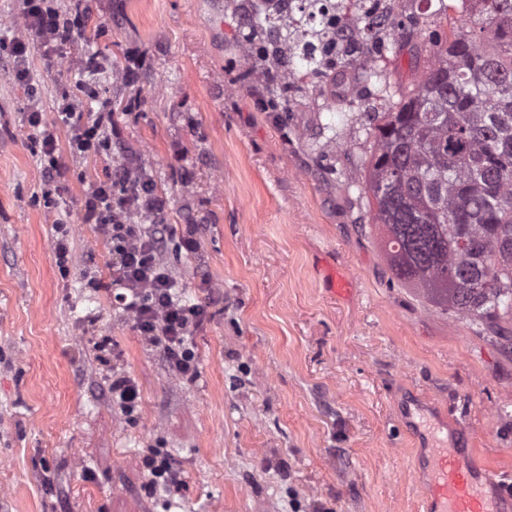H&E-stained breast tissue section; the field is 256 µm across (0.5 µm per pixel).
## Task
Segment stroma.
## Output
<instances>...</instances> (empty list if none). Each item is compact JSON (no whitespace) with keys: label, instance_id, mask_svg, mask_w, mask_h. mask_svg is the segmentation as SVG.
<instances>
[{"label":"stroma","instance_id":"stroma-1","mask_svg":"<svg viewBox=\"0 0 512 512\" xmlns=\"http://www.w3.org/2000/svg\"><path fill=\"white\" fill-rule=\"evenodd\" d=\"M415 2L429 26L382 62L396 91L430 66L432 35L468 24ZM56 7L86 39L30 41L19 63L23 2L0 0V512H426L423 460L448 438L413 426V398L470 435L512 512V319L479 334L392 279L355 182L372 144L359 113L303 89L268 111L270 92L240 78L245 0ZM79 83V111L111 112L116 133L85 156L59 138L64 275L23 114L54 120ZM130 156L167 195L163 263L182 302L220 300L191 340L193 381L113 308L112 246L85 219L92 185ZM116 373L139 388L134 416L110 401ZM155 450L180 492L150 484Z\"/></svg>","mask_w":512,"mask_h":512}]
</instances>
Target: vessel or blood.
I'll return each instance as SVG.
<instances>
[{
    "instance_id": "vessel-or-blood-1",
    "label": "vessel or blood",
    "mask_w": 512,
    "mask_h": 512,
    "mask_svg": "<svg viewBox=\"0 0 512 512\" xmlns=\"http://www.w3.org/2000/svg\"><path fill=\"white\" fill-rule=\"evenodd\" d=\"M427 467L428 495L434 512H500L498 501L488 494L491 479L469 442L451 449H432Z\"/></svg>"
}]
</instances>
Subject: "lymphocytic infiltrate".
Segmentation results:
<instances>
[{
	"mask_svg": "<svg viewBox=\"0 0 512 512\" xmlns=\"http://www.w3.org/2000/svg\"><path fill=\"white\" fill-rule=\"evenodd\" d=\"M23 15L32 35L44 47L63 44L67 20L62 19L53 0H25ZM30 129L40 136L44 195L58 204L61 190L58 174L59 129H67L74 152L89 153L109 146L107 124L112 115L99 113L85 121L74 102H67L54 121L32 108L23 115ZM152 205V181L132 165L118 168L111 179L93 186L85 202V218L97 224L112 245V294L133 328L149 343L162 346L172 372L196 378L199 364L189 340L209 315L207 307L181 303L175 294L176 279L161 261L166 236L162 226L146 228L132 221L133 213Z\"/></svg>",
	"mask_w": 512,
	"mask_h": 512,
	"instance_id": "obj_1",
	"label": "lymphocytic infiltrate"
}]
</instances>
